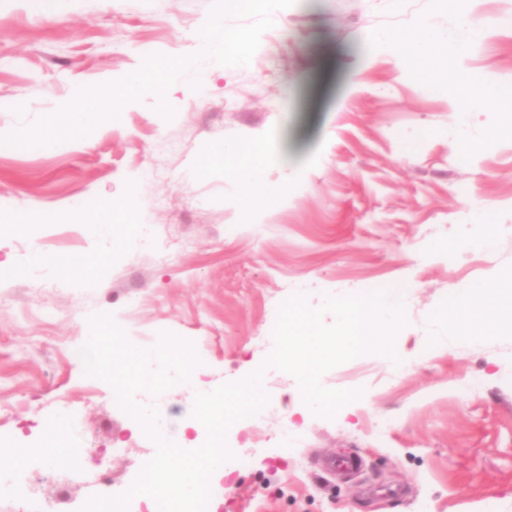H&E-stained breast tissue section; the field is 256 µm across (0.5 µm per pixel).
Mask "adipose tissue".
Here are the masks:
<instances>
[{
  "mask_svg": "<svg viewBox=\"0 0 512 512\" xmlns=\"http://www.w3.org/2000/svg\"><path fill=\"white\" fill-rule=\"evenodd\" d=\"M456 3L452 28H443L433 17L426 16L412 29H381L372 33L370 40L403 61L413 80L451 91L452 110L459 127L454 150L467 154L482 137L481 132L471 128L470 114L482 110L511 114L512 83L474 87L462 62L472 53L486 22L469 9V0ZM224 156L236 163L240 205L248 223H259L267 203L287 198L289 183L271 179L262 148L250 150L240 143L228 142L224 145ZM71 213L90 234L111 235L112 225L118 220L129 228L124 246L144 247L149 243L148 227L139 220L135 194H128L109 210L88 208L77 199L72 203ZM502 289V284L496 282L472 288L467 295L451 297L446 308L437 310L435 316L447 322L449 335L461 343L473 344L490 336L512 334V299L500 301Z\"/></svg>",
  "mask_w": 512,
  "mask_h": 512,
  "instance_id": "adipose-tissue-1",
  "label": "adipose tissue"
}]
</instances>
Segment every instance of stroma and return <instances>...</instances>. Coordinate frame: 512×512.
Segmentation results:
<instances>
[{
    "label": "stroma",
    "mask_w": 512,
    "mask_h": 512,
    "mask_svg": "<svg viewBox=\"0 0 512 512\" xmlns=\"http://www.w3.org/2000/svg\"><path fill=\"white\" fill-rule=\"evenodd\" d=\"M213 0H0V130L33 125L76 87L121 79L148 56L184 57L200 45ZM452 27L448 0H297L279 11L246 68H215L205 93L184 72L168 92L175 114L149 97L123 107L85 140L0 145V436L42 446L64 416L78 421L91 468L108 495L124 493L155 453L106 381L85 375L89 319L111 314L149 348L161 333L208 337L196 384L155 396L172 441L205 435L195 397L265 370L278 413L266 427L235 422L232 459L213 481L207 512H512V334L434 346L433 315L450 296L512 274V132L502 113H476L486 136L456 157L459 130L438 89L404 63L370 50L383 27L423 14ZM490 25L466 59L476 84L512 82V26ZM263 145L272 179L294 186L246 223L231 161L207 164L225 142ZM138 183V209L175 262L121 245L128 232L90 237L72 220L121 202ZM483 200L499 230L480 254L452 249L481 237L467 202ZM40 251L43 262L31 259ZM96 257L95 281L73 288L56 262ZM404 288L408 323L395 348L405 368L368 353L326 372L333 389L361 390L334 417L308 410L297 381L265 368L278 308L297 293L324 296ZM68 449L31 469L30 497L0 512H79L95 491L66 482ZM353 458V472L324 461Z\"/></svg>",
    "instance_id": "stroma-1"
}]
</instances>
